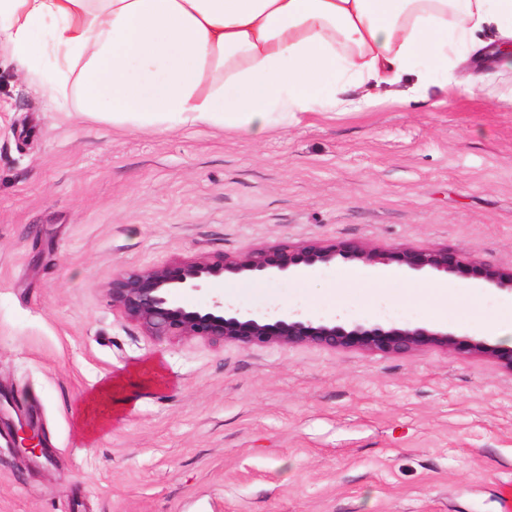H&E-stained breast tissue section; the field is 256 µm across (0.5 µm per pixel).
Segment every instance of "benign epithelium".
Returning <instances> with one entry per match:
<instances>
[{"instance_id":"benign-epithelium-1","label":"benign epithelium","mask_w":512,"mask_h":512,"mask_svg":"<svg viewBox=\"0 0 512 512\" xmlns=\"http://www.w3.org/2000/svg\"><path fill=\"white\" fill-rule=\"evenodd\" d=\"M341 256L368 265L396 261L414 271L448 272L465 260H453L445 248L401 249L385 252L363 244L347 247L335 243L295 246L282 241L269 248L237 256L218 254L174 261L162 266L133 268L112 277L107 288L112 306L159 340L200 339L211 344L252 346L317 345L329 349L357 347L383 354H406L434 344L464 354L495 358L512 369V346L484 340H460L455 334L422 326H396L379 320L349 322L342 318L322 320L299 312L255 316L242 312L220 298L204 309L176 303L174 296L198 293L225 274L273 277L289 273L300 264L329 263ZM478 276L489 288L512 291V269L481 267ZM43 436L31 427L16 432L15 443L25 454L36 455Z\"/></svg>"}]
</instances>
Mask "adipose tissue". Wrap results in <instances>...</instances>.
I'll return each mask as SVG.
<instances>
[{
    "label": "adipose tissue",
    "instance_id": "1",
    "mask_svg": "<svg viewBox=\"0 0 512 512\" xmlns=\"http://www.w3.org/2000/svg\"><path fill=\"white\" fill-rule=\"evenodd\" d=\"M0 46L52 111L259 139L357 109L352 88L484 53L512 71V0H0Z\"/></svg>",
    "mask_w": 512,
    "mask_h": 512
}]
</instances>
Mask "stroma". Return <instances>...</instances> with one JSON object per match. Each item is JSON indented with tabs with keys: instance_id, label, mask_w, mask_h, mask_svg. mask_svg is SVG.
<instances>
[{
	"instance_id": "1",
	"label": "stroma",
	"mask_w": 512,
	"mask_h": 512,
	"mask_svg": "<svg viewBox=\"0 0 512 512\" xmlns=\"http://www.w3.org/2000/svg\"><path fill=\"white\" fill-rule=\"evenodd\" d=\"M413 77L356 112H308L255 139L203 126L130 132L51 111L0 52V512H502L512 482V369L423 345L405 355L315 345L157 341L113 308L129 268L282 240L445 248L512 268V72L467 93ZM311 277L214 279L258 316L298 310L413 323L416 272L382 294ZM143 377L105 428L82 426L106 380ZM34 421L46 454L13 446Z\"/></svg>"
}]
</instances>
